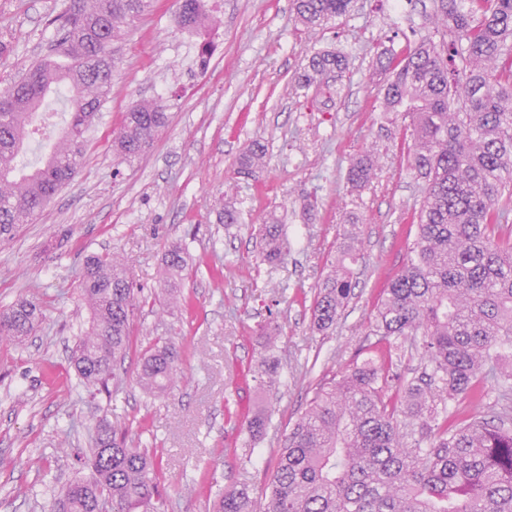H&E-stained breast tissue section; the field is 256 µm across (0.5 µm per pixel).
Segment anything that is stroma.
I'll list each match as a JSON object with an SVG mask.
<instances>
[{"label":"stroma","instance_id":"stroma-1","mask_svg":"<svg viewBox=\"0 0 512 512\" xmlns=\"http://www.w3.org/2000/svg\"><path fill=\"white\" fill-rule=\"evenodd\" d=\"M67 0H0V94L51 54V19ZM439 0H352L345 15L310 33L292 0H209L217 18L211 53L175 22L178 0H155L114 45L108 97L85 135L83 161L14 240L0 244V306L43 298L46 319L26 346L0 344V512H47L62 486L89 472L84 453L100 418L156 453L158 512H212L219 490L247 484L264 498L282 439L308 409L321 378L368 352L380 289L405 261L410 214L421 199L409 168L410 121L382 109L380 57L430 32ZM349 59L342 78L302 86L317 51ZM160 102L169 123L132 164L112 150L124 112ZM31 140L37 162L70 119L48 99ZM268 150L252 174L238 160L253 142ZM370 155L372 177L347 179L351 160ZM234 203L240 221H224ZM277 217L288 239L281 264L260 258L259 228ZM357 228L354 295L335 326L316 331L312 305L349 226ZM187 260L183 292L193 308L160 305L170 244ZM114 253L140 291L136 345L109 393L83 387L69 363L88 312L79 275L87 255ZM281 383L265 394L248 369L264 354L270 324ZM173 345L182 376L160 398L138 372L156 342ZM265 408L267 435L250 441L241 414Z\"/></svg>","mask_w":512,"mask_h":512}]
</instances>
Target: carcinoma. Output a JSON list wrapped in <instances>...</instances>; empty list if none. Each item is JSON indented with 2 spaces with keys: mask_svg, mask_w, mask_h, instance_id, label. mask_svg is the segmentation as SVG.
Masks as SVG:
<instances>
[{
  "mask_svg": "<svg viewBox=\"0 0 512 512\" xmlns=\"http://www.w3.org/2000/svg\"><path fill=\"white\" fill-rule=\"evenodd\" d=\"M351 0H293L295 21L309 30L347 12ZM153 6V0H70L57 18L66 62H35L0 96V241L29 224L81 164L85 131L111 87L112 42ZM177 24L199 33L215 24L204 0H181ZM443 39L427 34L379 61L388 74L386 112L410 119L409 167L422 184L411 214L415 239L407 261L389 280L369 335L375 354L321 381L309 408L284 436L265 503L246 484L217 494L215 512H512V0H441L433 18ZM342 53H316L300 83L310 86L348 69ZM63 93L71 121L42 165L26 169L24 155L38 110ZM156 101H137L124 114L113 151L132 164L167 125ZM265 146L253 143L239 169L264 165ZM368 155L350 163L356 187L371 178ZM263 258L288 252L277 220L262 226ZM355 235H344L319 285L314 325L332 328L349 300ZM164 292L180 295L187 260L165 252ZM90 314L70 363L87 388L109 391L133 339L139 299L115 254L86 257L79 284ZM46 318L42 302L20 297L0 309V343L23 345ZM410 336L422 337L421 367L407 379L392 354ZM180 356L169 345L143 357L140 385L150 396L177 381ZM279 360L265 356L257 375L267 390L279 382ZM498 387L492 411L459 419L448 407L483 398L481 380ZM269 416L256 411L244 425L254 438ZM90 449L92 474L70 483L50 512H153L161 493L159 461L129 445L125 433L99 420Z\"/></svg>",
  "mask_w": 512,
  "mask_h": 512,
  "instance_id": "carcinoma-1",
  "label": "carcinoma"
}]
</instances>
